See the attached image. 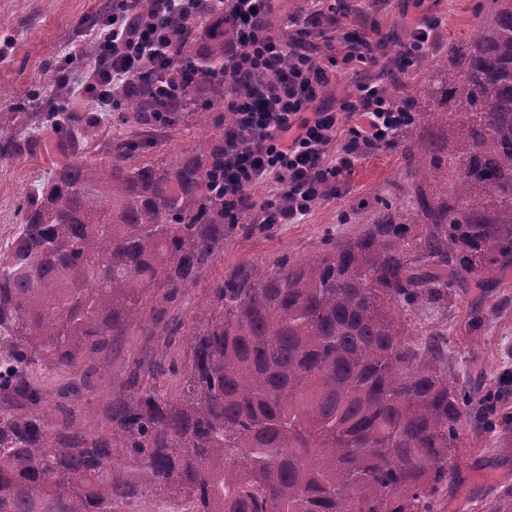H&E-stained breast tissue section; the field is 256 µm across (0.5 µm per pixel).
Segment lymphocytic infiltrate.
Segmentation results:
<instances>
[{"mask_svg": "<svg viewBox=\"0 0 512 512\" xmlns=\"http://www.w3.org/2000/svg\"><path fill=\"white\" fill-rule=\"evenodd\" d=\"M136 0H112L100 17L98 58L82 89L103 112L114 111L113 94L134 73L162 66L174 40L167 16L186 12L193 0H154L147 15L135 16ZM226 5L251 51L229 49L227 68L255 77L256 85L234 92L228 102L235 132L224 137V206L234 219L255 224L300 223L368 150L391 144L412 121L392 110L381 81L361 83L338 108L323 105L331 68L297 43L294 62L282 68V46L270 35L269 0H213ZM275 193L254 203L268 185Z\"/></svg>", "mask_w": 512, "mask_h": 512, "instance_id": "f902f5d3", "label": "lymphocytic infiltrate"}]
</instances>
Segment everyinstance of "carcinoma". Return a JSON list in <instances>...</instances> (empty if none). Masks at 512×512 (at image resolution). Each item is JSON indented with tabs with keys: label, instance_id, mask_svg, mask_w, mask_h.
<instances>
[{
	"label": "carcinoma",
	"instance_id": "1",
	"mask_svg": "<svg viewBox=\"0 0 512 512\" xmlns=\"http://www.w3.org/2000/svg\"><path fill=\"white\" fill-rule=\"evenodd\" d=\"M474 36L409 99L416 122L407 204L380 199L371 222L301 261L219 279L181 369L133 371L126 394L89 429L68 400L142 315L174 299L224 250V133L164 166L133 165L141 136L86 156L95 116L60 112L38 92L0 123V159L18 131L49 126L67 160L26 196L0 258V512H441L462 478L460 433L490 402L444 366L434 336L411 339L410 306L452 285L487 288L512 269V0H478ZM177 34L162 75L130 81L124 125L148 133L224 107L238 88L224 54L248 44L224 12L168 18ZM294 23L282 26L283 67ZM81 370L44 404L59 371ZM174 376L177 390L156 382Z\"/></svg>",
	"mask_w": 512,
	"mask_h": 512
}]
</instances>
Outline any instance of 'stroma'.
Listing matches in <instances>:
<instances>
[{"instance_id":"stroma-1","label":"stroma","mask_w":512,"mask_h":512,"mask_svg":"<svg viewBox=\"0 0 512 512\" xmlns=\"http://www.w3.org/2000/svg\"><path fill=\"white\" fill-rule=\"evenodd\" d=\"M476 0H337L341 32L365 36L375 43L374 61L345 60L339 42H317L319 59L333 56L337 65L330 74L336 95L350 92L364 78L387 81L399 98L412 95L433 66L422 59L403 70H389L386 59L402 51L412 27L422 18L435 23L437 50L449 41H464L474 34ZM106 0H0V118L15 111L33 85L50 87L65 61L80 43L93 37L88 24L104 10ZM222 119L218 112H191L166 128L155 144L137 155V162L164 164L181 153L196 151L216 133ZM35 147L15 159H0V245L16 232L17 207L35 184L46 180L63 156L54 147L50 128L31 132ZM406 160L401 148L387 147L364 154L338 187L336 196L321 201L298 224H251L224 237V250L180 297L169 301L161 294L150 299L151 309L129 335L116 337L100 356L107 367L88 393L85 409H94L126 392L132 371L158 359L183 363L188 328L202 325L209 311V290L221 277L253 266L273 267L282 259L301 260L324 249L328 236L359 232L344 223L345 215L376 199L405 201ZM403 322L416 337L436 332L448 350V367L475 398L492 396L495 413L466 425L461 452L462 481L450 491L442 512H482L484 503L500 489L512 487V271L493 288H454L430 307L409 309ZM181 326L173 346H165L160 324Z\"/></svg>"}]
</instances>
